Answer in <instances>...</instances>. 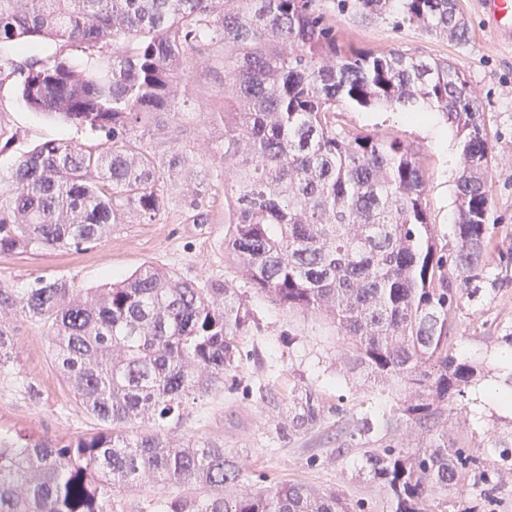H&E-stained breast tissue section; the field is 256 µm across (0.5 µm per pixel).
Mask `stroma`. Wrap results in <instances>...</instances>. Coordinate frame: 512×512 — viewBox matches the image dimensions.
<instances>
[{
    "label": "stroma",
    "instance_id": "1",
    "mask_svg": "<svg viewBox=\"0 0 512 512\" xmlns=\"http://www.w3.org/2000/svg\"><path fill=\"white\" fill-rule=\"evenodd\" d=\"M469 40L458 44L399 23L398 8L382 15L355 10L352 0H315L316 11L357 49H394L416 58L450 61L463 73L490 129L494 160L488 174L493 199L488 261L474 283L478 292L457 310L448 330L459 357L483 364L484 375L466 390L467 412L455 421L451 438L474 453L477 463L451 501L473 512H512V413L485 397L487 386H503L512 370L500 367L502 338L512 334V46L486 27L473 0H458ZM194 89L192 104L176 119L135 131L142 147L164 156L176 147L192 167L166 183V205L153 223L131 221L88 248L0 253V286L23 290L40 275L59 276L78 288H96L152 264L179 277L219 279L238 290L250 312L242 337V360L225 374L221 392L188 409L185 438L223 444L247 478L258 484L301 481L341 494L355 512H391L386 489L363 468L369 452L423 448L428 439L393 420L396 401L370 389L348 372L339 342L325 320L292 315L251 289L224 252V127L210 115L224 109L219 92L224 70L186 58ZM433 128L383 107L344 105L336 128L378 132L414 152L426 174V205L444 250L454 246L456 182L462 168L458 140L444 117L432 113ZM53 139L96 142L95 134L29 110L12 80L0 81V187L8 186L19 157ZM203 187L199 206L191 192ZM10 327L17 360L0 372V429L65 443L97 432L99 422L75 402L54 365L43 324L16 315ZM312 396L322 409L316 425L289 432L286 411L294 399Z\"/></svg>",
    "mask_w": 512,
    "mask_h": 512
}]
</instances>
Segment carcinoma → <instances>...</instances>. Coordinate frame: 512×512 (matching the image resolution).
I'll return each instance as SVG.
<instances>
[{"mask_svg": "<svg viewBox=\"0 0 512 512\" xmlns=\"http://www.w3.org/2000/svg\"><path fill=\"white\" fill-rule=\"evenodd\" d=\"M314 0H0V46L34 39L89 51L9 67L25 105L104 135L95 145L46 141L22 154L0 211V252L80 249L129 215L152 219L164 178L190 165L162 160L130 131L160 124L189 102L182 60L224 64V250L256 292L336 328L344 361L377 386H395L398 411L430 439L385 449L365 468L391 512H430L436 490L466 480L475 456L440 428L478 375L448 340L464 284L486 263L492 145L465 76L445 60L347 49ZM390 0H354L361 13ZM402 21L463 44L457 0H399ZM113 46L96 56L100 44ZM341 103L441 112L459 139L455 245L448 277L437 257L426 179L415 154L378 134L336 131ZM47 327L52 359L100 431L65 444L0 432V512H117L124 494L183 484L159 512H352L336 492L299 482L224 488L243 474L224 446L178 436L189 404L223 387L241 360L249 313L221 281L202 286L147 264L101 288L39 276L0 287V314ZM15 339L0 321V371ZM311 399L288 413L316 423Z\"/></svg>", "mask_w": 512, "mask_h": 512, "instance_id": "1", "label": "carcinoma"}]
</instances>
